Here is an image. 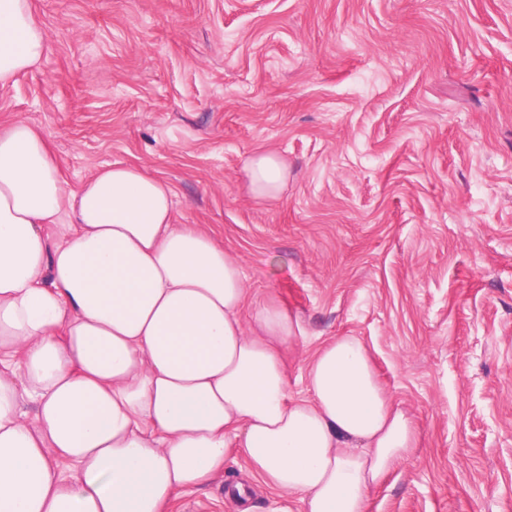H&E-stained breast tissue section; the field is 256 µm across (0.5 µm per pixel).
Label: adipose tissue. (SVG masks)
<instances>
[{"label":"adipose tissue","mask_w":512,"mask_h":512,"mask_svg":"<svg viewBox=\"0 0 512 512\" xmlns=\"http://www.w3.org/2000/svg\"><path fill=\"white\" fill-rule=\"evenodd\" d=\"M46 50L32 0H0V84ZM244 170L258 198L288 177L272 151ZM174 208L136 165L70 190L42 132L0 129V512H169L235 449L304 512H365L416 446L411 412L353 336L290 397L298 323L273 302L242 319L239 262Z\"/></svg>","instance_id":"adipose-tissue-1"}]
</instances>
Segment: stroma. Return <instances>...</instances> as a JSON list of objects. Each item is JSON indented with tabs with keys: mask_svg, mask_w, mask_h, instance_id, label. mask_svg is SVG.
Listing matches in <instances>:
<instances>
[{
	"mask_svg": "<svg viewBox=\"0 0 512 512\" xmlns=\"http://www.w3.org/2000/svg\"><path fill=\"white\" fill-rule=\"evenodd\" d=\"M39 65L0 85L78 187L115 162L299 323L288 394L359 338L418 442L366 512H512V0H33ZM288 164L254 197L253 154ZM301 512L231 455L173 512ZM244 170L250 189L257 198H276L288 177V168L281 156L267 151L248 158Z\"/></svg>",
	"mask_w": 512,
	"mask_h": 512,
	"instance_id": "1",
	"label": "stroma"
}]
</instances>
